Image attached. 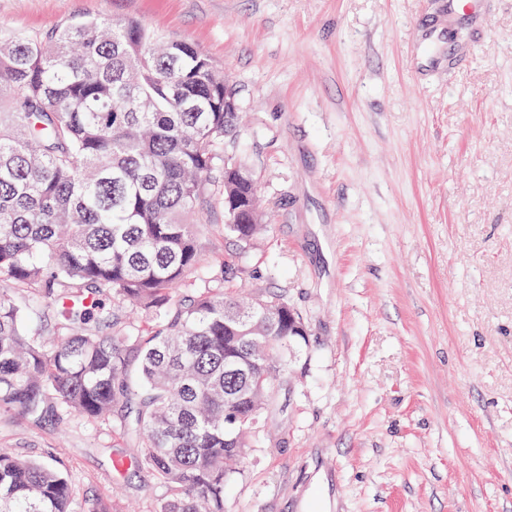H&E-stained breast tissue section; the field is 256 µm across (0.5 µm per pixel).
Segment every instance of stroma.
<instances>
[{
	"instance_id": "35a3bbf8",
	"label": "stroma",
	"mask_w": 512,
	"mask_h": 512,
	"mask_svg": "<svg viewBox=\"0 0 512 512\" xmlns=\"http://www.w3.org/2000/svg\"><path fill=\"white\" fill-rule=\"evenodd\" d=\"M93 15L223 68L243 125L224 154L266 229L226 235L212 186L186 281L284 296L306 324L225 512H512V0L485 30L443 0H0V35ZM0 448L56 452L74 512L164 493L113 468L137 448L109 420L0 416Z\"/></svg>"
}]
</instances>
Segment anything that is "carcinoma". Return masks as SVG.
Instances as JSON below:
<instances>
[{"label":"carcinoma","instance_id":"1","mask_svg":"<svg viewBox=\"0 0 512 512\" xmlns=\"http://www.w3.org/2000/svg\"><path fill=\"white\" fill-rule=\"evenodd\" d=\"M0 414L62 429L117 416L132 461L166 488L154 512H224V486L288 377L281 295L186 288L210 182L256 187L219 158L236 136L224 71L142 21L89 16L0 42ZM261 224L224 233L253 240ZM149 313L133 335L105 301ZM53 311L58 340L37 319ZM108 322L101 334L91 323ZM50 456L0 452V512H71Z\"/></svg>","mask_w":512,"mask_h":512}]
</instances>
